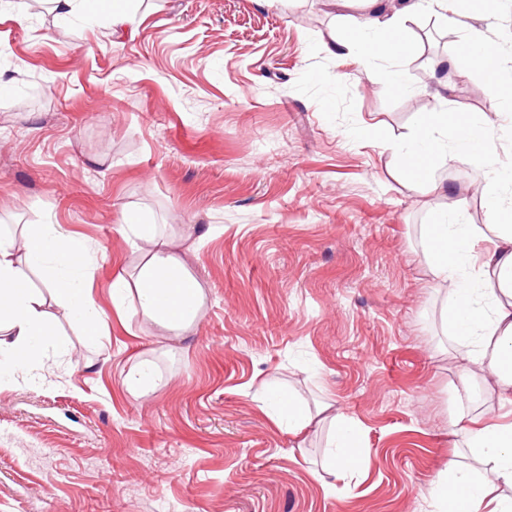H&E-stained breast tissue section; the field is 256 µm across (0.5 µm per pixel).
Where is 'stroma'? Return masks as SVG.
I'll list each match as a JSON object with an SVG mask.
<instances>
[{
  "label": "stroma",
  "instance_id": "obj_1",
  "mask_svg": "<svg viewBox=\"0 0 512 512\" xmlns=\"http://www.w3.org/2000/svg\"><path fill=\"white\" fill-rule=\"evenodd\" d=\"M15 2L0 10V230L58 225L94 268L101 327L49 305L40 381L0 380V512H432L448 461L474 465L454 408L500 409L482 383L449 400L465 348L425 226L458 206L487 231L501 193L474 158L436 167L446 191H429L394 148L439 93L460 114L501 109L512 163V106L461 50L475 26L512 67V0H447L408 22L404 61L341 63L324 46L358 5L138 0L129 39L92 10ZM401 65L399 90L385 74ZM129 215L175 238L204 291L186 336L112 305L149 249L122 233ZM140 360L156 379L135 399L123 376ZM278 391L311 415L300 434L270 419ZM335 413L364 460L338 478Z\"/></svg>",
  "mask_w": 512,
  "mask_h": 512
}]
</instances>
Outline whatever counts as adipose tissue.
Wrapping results in <instances>:
<instances>
[{
  "instance_id": "ef3b65f1",
  "label": "adipose tissue",
  "mask_w": 512,
  "mask_h": 512,
  "mask_svg": "<svg viewBox=\"0 0 512 512\" xmlns=\"http://www.w3.org/2000/svg\"><path fill=\"white\" fill-rule=\"evenodd\" d=\"M434 0H363L366 15L351 28L348 38L333 41L327 51L336 58L358 52L368 59H395L406 52L401 37L404 24ZM448 106L437 103L424 125L397 152L405 170L431 191L440 183L428 172L435 162L450 163L458 156H481L491 182L512 187V168L501 165L491 148L499 127L485 117L461 123L460 153L448 152L443 140L454 123ZM501 221L490 232L496 244L483 262L472 256L476 233L462 223L456 210L435 214L425 228L428 261L436 279L458 283L455 301L448 312L454 336L468 351L460 372V389L490 384L501 404L512 407V202L499 210ZM124 233L151 245V257L134 284L120 280L113 292L123 296L133 291L135 309L146 322L180 337L195 324L204 303L198 281L185 272L175 255L172 241L157 225L123 224ZM66 266L80 265L81 259L63 232L51 224H32L22 240L0 238V354L29 353L37 337H48L45 299L40 291L27 287L28 271L46 260ZM455 424L465 433L467 446L484 470L481 478L456 464L430 492L438 512H512V498L490 496L492 486L512 487V422L473 426L466 413Z\"/></svg>"
}]
</instances>
